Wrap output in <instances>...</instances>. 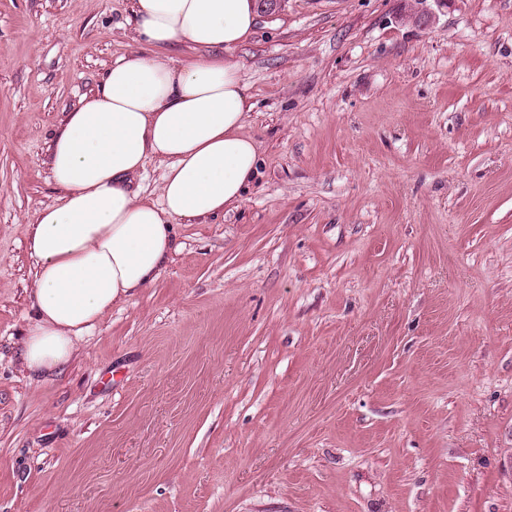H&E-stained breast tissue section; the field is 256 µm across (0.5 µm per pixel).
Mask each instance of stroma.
<instances>
[{
    "mask_svg": "<svg viewBox=\"0 0 512 512\" xmlns=\"http://www.w3.org/2000/svg\"><path fill=\"white\" fill-rule=\"evenodd\" d=\"M132 0H0V512H512V0H279L244 200L44 381L47 144Z\"/></svg>",
    "mask_w": 512,
    "mask_h": 512,
    "instance_id": "35a3bbf8",
    "label": "stroma"
}]
</instances>
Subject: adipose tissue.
Instances as JSON below:
<instances>
[{
	"mask_svg": "<svg viewBox=\"0 0 512 512\" xmlns=\"http://www.w3.org/2000/svg\"><path fill=\"white\" fill-rule=\"evenodd\" d=\"M257 0H133L140 52L113 60L48 142L61 195L32 222L33 314L22 340L29 377L50 379L117 304L153 286L178 250L176 221L239 204L258 166L243 127L254 108L231 54L253 33ZM187 47L186 59L172 56ZM159 195L141 193L148 160Z\"/></svg>",
	"mask_w": 512,
	"mask_h": 512,
	"instance_id": "1",
	"label": "adipose tissue"
}]
</instances>
